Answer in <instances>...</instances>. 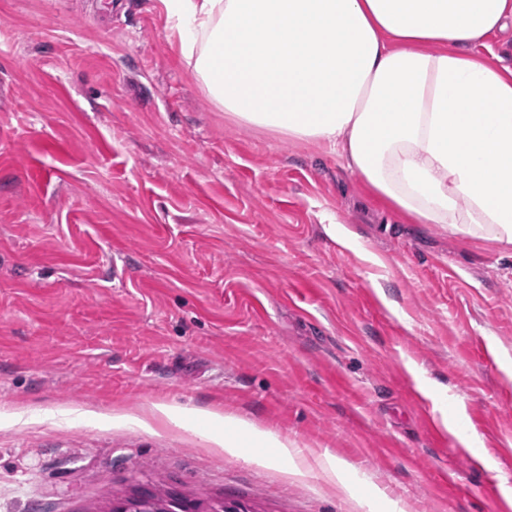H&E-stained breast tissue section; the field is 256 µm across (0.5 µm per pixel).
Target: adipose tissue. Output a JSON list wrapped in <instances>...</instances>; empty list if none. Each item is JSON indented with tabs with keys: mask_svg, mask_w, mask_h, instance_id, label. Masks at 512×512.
Returning a JSON list of instances; mask_svg holds the SVG:
<instances>
[{
	"mask_svg": "<svg viewBox=\"0 0 512 512\" xmlns=\"http://www.w3.org/2000/svg\"><path fill=\"white\" fill-rule=\"evenodd\" d=\"M241 125L335 153L410 224L512 249V0H158ZM476 51L494 62L512 67V36L489 35L476 46Z\"/></svg>",
	"mask_w": 512,
	"mask_h": 512,
	"instance_id": "1",
	"label": "adipose tissue"
}]
</instances>
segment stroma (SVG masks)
<instances>
[{
	"instance_id": "1",
	"label": "stroma",
	"mask_w": 512,
	"mask_h": 512,
	"mask_svg": "<svg viewBox=\"0 0 512 512\" xmlns=\"http://www.w3.org/2000/svg\"><path fill=\"white\" fill-rule=\"evenodd\" d=\"M169 27L156 0H0V512H499L512 251L239 125ZM228 417L301 457L226 452Z\"/></svg>"
}]
</instances>
